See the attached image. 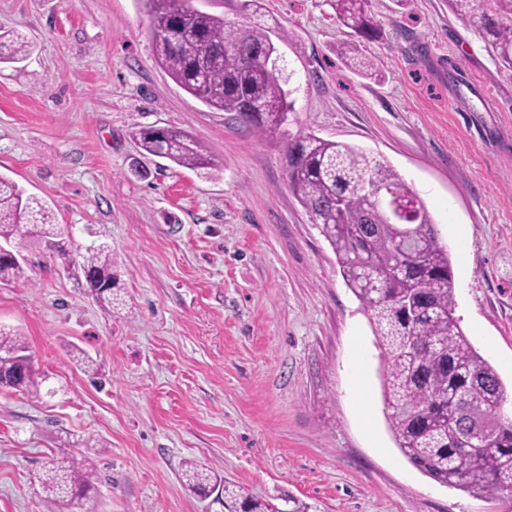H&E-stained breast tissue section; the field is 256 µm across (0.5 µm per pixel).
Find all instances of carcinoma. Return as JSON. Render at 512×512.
Wrapping results in <instances>:
<instances>
[{
	"mask_svg": "<svg viewBox=\"0 0 512 512\" xmlns=\"http://www.w3.org/2000/svg\"><path fill=\"white\" fill-rule=\"evenodd\" d=\"M150 21L155 54L171 78L207 107L233 112L261 133H274L294 111V102L274 72L276 53L262 20L261 0H243L249 13L239 23L200 11L191 0H140ZM456 18L477 32L503 66L512 68V17L483 0H448ZM336 19L354 39L337 46L349 67L367 75L372 63L364 42L379 28L368 0H334ZM31 52L28 41L0 31V62ZM140 148L190 169L214 166L209 151L175 129H139ZM288 185L329 242L347 287L359 299L375 345L387 425L396 447L418 470L449 487L489 502L512 500V416L505 414L506 388L496 369L462 331L454 315L453 266L421 198L386 159L363 149L303 133L285 152ZM376 179L397 192L405 223L370 190ZM0 281L18 278L17 254L43 244L66 259L49 209L24 196L0 175ZM82 267L108 287L98 300L112 305V252L87 250ZM45 378L35 369L21 334L0 328V389L41 398ZM184 485L199 497L222 487L224 512H309L294 498L284 506L240 493L215 471L197 464L183 469ZM95 466L87 459L53 457L40 480L47 498L72 508L90 499Z\"/></svg>",
	"mask_w": 512,
	"mask_h": 512,
	"instance_id": "obj_1",
	"label": "carcinoma"
}]
</instances>
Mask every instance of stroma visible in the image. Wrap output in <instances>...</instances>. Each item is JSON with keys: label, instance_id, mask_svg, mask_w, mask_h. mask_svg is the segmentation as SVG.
I'll list each match as a JSON object with an SVG mask.
<instances>
[{"label": "stroma", "instance_id": "obj_1", "mask_svg": "<svg viewBox=\"0 0 512 512\" xmlns=\"http://www.w3.org/2000/svg\"><path fill=\"white\" fill-rule=\"evenodd\" d=\"M331 3L264 0L295 110L262 134L168 75L137 0H0V28L33 45L0 63V175L46 204L70 252L30 246L0 282V325L46 376L39 399L0 391V512H53L39 480L66 454L97 468L83 512H222L181 484L189 461L312 512H512L396 447L368 319L284 164L302 130L383 155L451 250L464 333L511 388L512 69L446 0H369L378 74L360 75ZM139 126L183 131L216 169L140 155ZM101 244L123 299L109 309L81 268Z\"/></svg>", "mask_w": 512, "mask_h": 512}]
</instances>
